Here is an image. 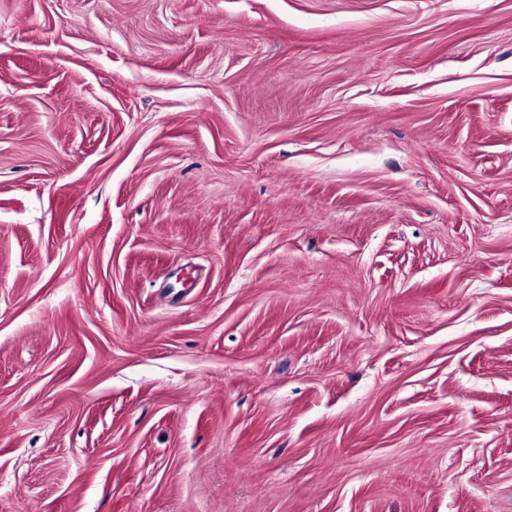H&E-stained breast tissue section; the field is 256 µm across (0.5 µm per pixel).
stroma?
<instances>
[{
  "mask_svg": "<svg viewBox=\"0 0 512 512\" xmlns=\"http://www.w3.org/2000/svg\"><path fill=\"white\" fill-rule=\"evenodd\" d=\"M0 512H512V0H0Z\"/></svg>",
  "mask_w": 512,
  "mask_h": 512,
  "instance_id": "1",
  "label": "stroma"
}]
</instances>
